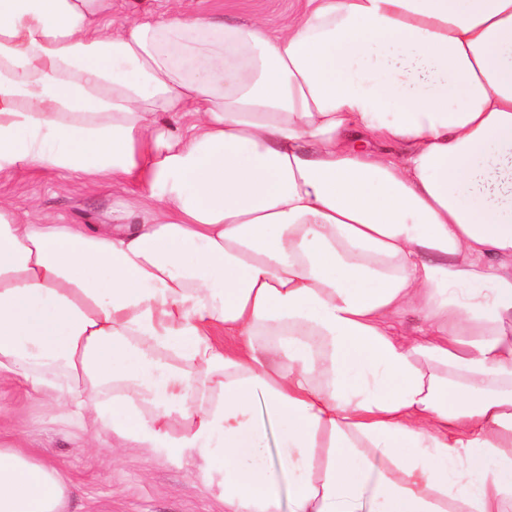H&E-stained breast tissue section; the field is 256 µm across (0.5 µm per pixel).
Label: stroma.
Returning <instances> with one entry per match:
<instances>
[{"label": "stroma", "instance_id": "1", "mask_svg": "<svg viewBox=\"0 0 512 512\" xmlns=\"http://www.w3.org/2000/svg\"><path fill=\"white\" fill-rule=\"evenodd\" d=\"M305 0H179L188 15L227 23L254 19L277 32ZM141 184L97 187L49 168L0 180V198L19 212L41 211L61 224H106L112 204L143 193ZM0 445L19 448L65 474L66 512H224V502L195 475L191 460L172 461L148 448L118 447L111 434L70 417L63 400L32 389L23 376L0 374Z\"/></svg>", "mask_w": 512, "mask_h": 512}]
</instances>
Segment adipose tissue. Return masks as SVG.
<instances>
[{
  "label": "adipose tissue",
  "mask_w": 512,
  "mask_h": 512,
  "mask_svg": "<svg viewBox=\"0 0 512 512\" xmlns=\"http://www.w3.org/2000/svg\"><path fill=\"white\" fill-rule=\"evenodd\" d=\"M40 166L155 204L0 200V373L224 512H512V0H306L274 36L0 0V178ZM67 494L0 448V512ZM394 331L399 335L416 333L423 327V318L418 312L406 309L396 314L392 319Z\"/></svg>",
  "instance_id": "adipose-tissue-1"
}]
</instances>
